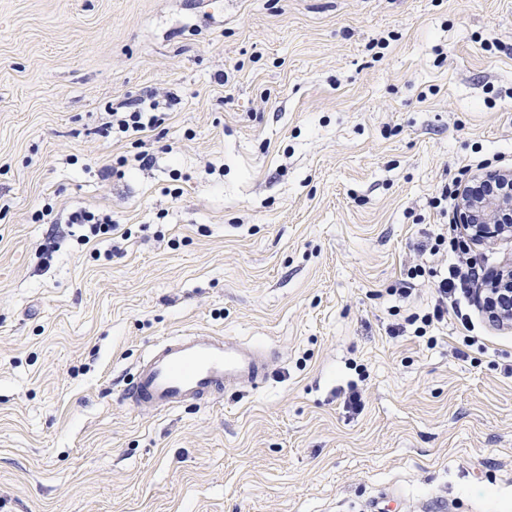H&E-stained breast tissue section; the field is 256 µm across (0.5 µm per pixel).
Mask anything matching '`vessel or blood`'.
<instances>
[{"label":"vessel or blood","mask_w":512,"mask_h":512,"mask_svg":"<svg viewBox=\"0 0 512 512\" xmlns=\"http://www.w3.org/2000/svg\"><path fill=\"white\" fill-rule=\"evenodd\" d=\"M276 360L269 347L205 330L169 336L139 361L124 395L145 415L206 406L226 391L259 388Z\"/></svg>","instance_id":"b4317fda"}]
</instances>
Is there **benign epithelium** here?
Masks as SVG:
<instances>
[{
	"mask_svg": "<svg viewBox=\"0 0 512 512\" xmlns=\"http://www.w3.org/2000/svg\"><path fill=\"white\" fill-rule=\"evenodd\" d=\"M480 179L490 185H507L509 190L475 199L461 187L455 223L465 236L485 246L512 240V170H487ZM480 292L487 294L498 324L512 329V262L505 261L499 274Z\"/></svg>",
	"mask_w": 512,
	"mask_h": 512,
	"instance_id": "7a95c632",
	"label": "benign epithelium"
}]
</instances>
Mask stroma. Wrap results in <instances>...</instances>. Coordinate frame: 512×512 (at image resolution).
<instances>
[{
	"instance_id": "obj_1",
	"label": "stroma",
	"mask_w": 512,
	"mask_h": 512,
	"mask_svg": "<svg viewBox=\"0 0 512 512\" xmlns=\"http://www.w3.org/2000/svg\"><path fill=\"white\" fill-rule=\"evenodd\" d=\"M150 93L132 168L97 130ZM484 158L512 169V0H0V512H512V330L470 293L388 333ZM190 328L274 348L269 382L139 414L124 375ZM66 224L87 229V234H81L78 237L82 244H88L91 237L118 234L120 226V224H112V215L90 209H80L69 213Z\"/></svg>"
}]
</instances>
